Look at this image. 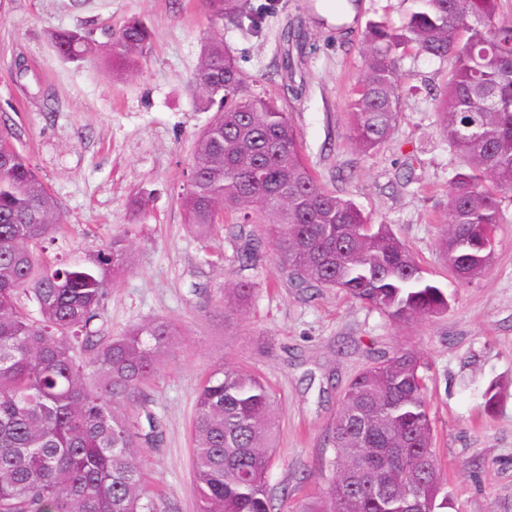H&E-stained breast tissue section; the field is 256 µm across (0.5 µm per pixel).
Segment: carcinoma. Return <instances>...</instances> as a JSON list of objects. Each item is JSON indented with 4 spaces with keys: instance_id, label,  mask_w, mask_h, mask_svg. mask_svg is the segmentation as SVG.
<instances>
[{
    "instance_id": "carcinoma-1",
    "label": "carcinoma",
    "mask_w": 512,
    "mask_h": 512,
    "mask_svg": "<svg viewBox=\"0 0 512 512\" xmlns=\"http://www.w3.org/2000/svg\"><path fill=\"white\" fill-rule=\"evenodd\" d=\"M401 25L371 22L350 104L349 141L361 152L396 130V58L413 48L452 62L438 126L461 161L451 180L440 251L461 286L478 281L512 198V18L504 0H410ZM211 25L251 18L247 0H203ZM152 34L127 21L98 43L79 30L50 34L72 62L101 56L136 69ZM244 76L223 38L205 41L194 91L215 109L195 140L178 191L186 224L210 235L229 215L239 226L240 267L266 249L301 288H336L401 323L448 312L387 224L319 183L292 113L242 94ZM62 223L57 202L28 158L0 132V512H154L141 449L163 442L154 415L137 412L144 387L182 342L164 319L104 336L96 326L112 280L133 256L125 228L82 258L48 259ZM253 285L229 283L224 320L245 316ZM36 305L37 316L26 311ZM420 357L397 349L356 375L324 441L335 452L321 495L296 512H447L433 450L434 426ZM270 387L233 365L215 368L196 395L193 477L199 512H275L265 480L279 427Z\"/></svg>"
}]
</instances>
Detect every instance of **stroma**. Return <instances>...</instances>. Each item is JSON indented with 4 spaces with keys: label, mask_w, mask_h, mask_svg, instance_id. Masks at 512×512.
<instances>
[{
    "label": "stroma",
    "mask_w": 512,
    "mask_h": 512,
    "mask_svg": "<svg viewBox=\"0 0 512 512\" xmlns=\"http://www.w3.org/2000/svg\"><path fill=\"white\" fill-rule=\"evenodd\" d=\"M249 3L265 15L261 33L223 26L245 94L292 112L320 183L390 225L451 303L443 316L395 324L343 292L295 287L272 253L239 271L231 224L207 238L189 229L174 189L211 117L190 88L210 33L201 0H0V129L12 132L56 200L62 251L82 256L124 225L138 227L133 267L109 286L101 325L116 335L164 318L184 333L145 389L164 424L162 445L142 451L157 512H198L195 397L216 366L241 367L272 388L279 439L267 486L278 512H294L326 485L333 451L323 436L342 391L399 348L418 354L428 378L450 512H512V203L503 207L492 266L475 284L456 285L439 248L457 167L436 112L450 61L399 51L400 124L379 149L361 153L347 135L366 26L400 25L410 0H358L357 19L342 32L320 24L319 0ZM133 17L151 28L152 41L140 68L121 77L101 58L65 61L49 39L79 29L101 42ZM288 29L303 34L290 78L280 67ZM241 279L256 291L245 318L228 323L213 305L226 282ZM492 384L499 401L488 411L483 394Z\"/></svg>",
    "instance_id": "stroma-1"
}]
</instances>
